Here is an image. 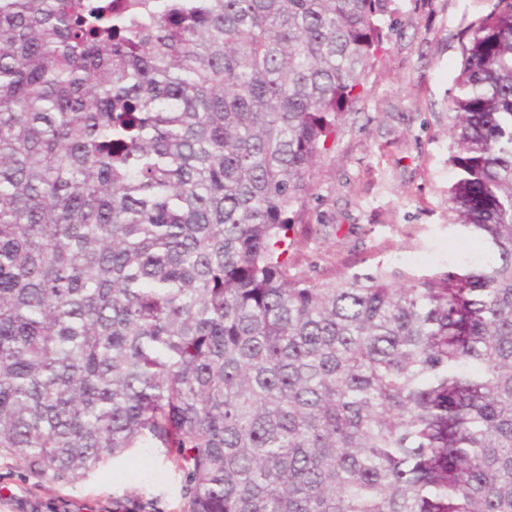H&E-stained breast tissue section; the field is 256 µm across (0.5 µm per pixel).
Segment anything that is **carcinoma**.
Wrapping results in <instances>:
<instances>
[{
	"label": "carcinoma",
	"mask_w": 512,
	"mask_h": 512,
	"mask_svg": "<svg viewBox=\"0 0 512 512\" xmlns=\"http://www.w3.org/2000/svg\"><path fill=\"white\" fill-rule=\"evenodd\" d=\"M393 2L0 0V453L164 448L179 512H512V0L450 107L485 260L288 271Z\"/></svg>",
	"instance_id": "carcinoma-1"
}]
</instances>
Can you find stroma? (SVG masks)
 Instances as JSON below:
<instances>
[{"label":"stroma","instance_id":"35a3bbf8","mask_svg":"<svg viewBox=\"0 0 512 512\" xmlns=\"http://www.w3.org/2000/svg\"><path fill=\"white\" fill-rule=\"evenodd\" d=\"M494 4L395 0L386 49L316 165L291 272L325 281L381 268L402 284L460 271L472 237L450 210L449 104L463 48ZM181 487L160 448L132 449L72 484L0 454V512H113L117 501L178 512Z\"/></svg>","mask_w":512,"mask_h":512}]
</instances>
